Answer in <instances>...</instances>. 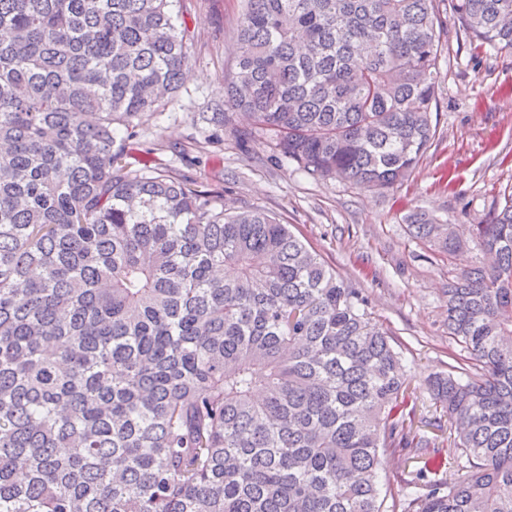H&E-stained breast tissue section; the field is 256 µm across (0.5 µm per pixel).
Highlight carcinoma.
Here are the masks:
<instances>
[{
  "mask_svg": "<svg viewBox=\"0 0 512 512\" xmlns=\"http://www.w3.org/2000/svg\"><path fill=\"white\" fill-rule=\"evenodd\" d=\"M171 6L0 0V512H512V186L445 290L474 369L428 382L466 473L398 500L384 460L418 479L436 442L368 297L268 213L119 164L195 54ZM448 7L512 50V0ZM444 33L436 0H246L224 121L388 189L435 137Z\"/></svg>",
  "mask_w": 512,
  "mask_h": 512,
  "instance_id": "1",
  "label": "carcinoma"
}]
</instances>
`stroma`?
Masks as SVG:
<instances>
[{"instance_id": "obj_1", "label": "stroma", "mask_w": 512, "mask_h": 512, "mask_svg": "<svg viewBox=\"0 0 512 512\" xmlns=\"http://www.w3.org/2000/svg\"><path fill=\"white\" fill-rule=\"evenodd\" d=\"M243 7V0H176L179 24L196 40L191 76L172 106L141 117L136 137L116 130L124 161L222 193L225 209L258 208L288 224L338 278L369 295L428 400V377L447 372L461 348L445 324L448 261L433 243L410 237L406 218L420 211L436 224H483L512 185V52L475 51L448 22L436 136L407 181L369 191L280 161L268 137L247 134L240 115L227 124L203 120L224 109L221 87L235 69Z\"/></svg>"}]
</instances>
